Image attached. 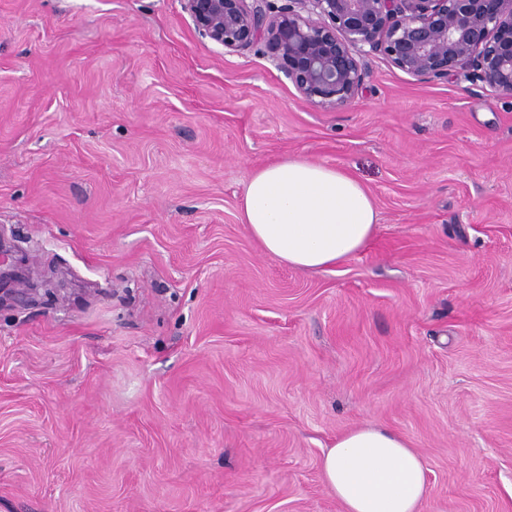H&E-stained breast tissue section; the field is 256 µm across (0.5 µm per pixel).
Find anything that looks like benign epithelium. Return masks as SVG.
Instances as JSON below:
<instances>
[{
  "mask_svg": "<svg viewBox=\"0 0 512 512\" xmlns=\"http://www.w3.org/2000/svg\"><path fill=\"white\" fill-rule=\"evenodd\" d=\"M198 33L225 51L266 46L308 102L340 109L381 55L424 81L463 78L512 96V0H183Z\"/></svg>",
  "mask_w": 512,
  "mask_h": 512,
  "instance_id": "benign-epithelium-1",
  "label": "benign epithelium"
}]
</instances>
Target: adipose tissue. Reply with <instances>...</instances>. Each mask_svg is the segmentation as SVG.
<instances>
[{
  "mask_svg": "<svg viewBox=\"0 0 512 512\" xmlns=\"http://www.w3.org/2000/svg\"><path fill=\"white\" fill-rule=\"evenodd\" d=\"M241 219L263 252L305 270L331 269L361 253L379 222L357 176L297 157L247 174ZM320 469L344 512H419L428 493L425 460L386 429L358 426L341 434Z\"/></svg>",
  "mask_w": 512,
  "mask_h": 512,
  "instance_id": "obj_1",
  "label": "adipose tissue"
}]
</instances>
